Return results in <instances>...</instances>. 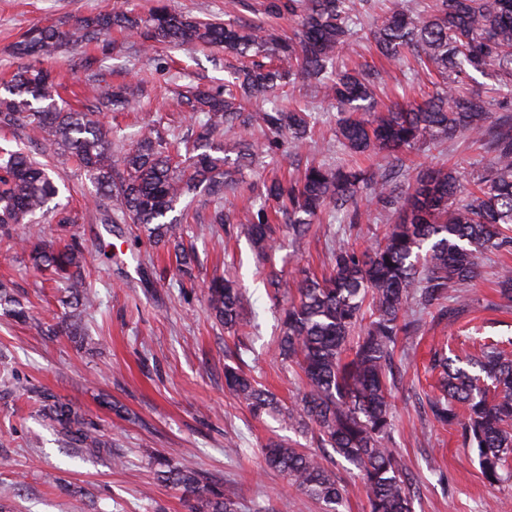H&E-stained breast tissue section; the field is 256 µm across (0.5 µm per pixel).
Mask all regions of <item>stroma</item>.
I'll return each instance as SVG.
<instances>
[{
  "label": "stroma",
  "mask_w": 512,
  "mask_h": 512,
  "mask_svg": "<svg viewBox=\"0 0 512 512\" xmlns=\"http://www.w3.org/2000/svg\"><path fill=\"white\" fill-rule=\"evenodd\" d=\"M155 0H0V79L20 66L11 46L37 22L76 19L115 8L148 14ZM114 50L99 66L112 83L150 81V100L135 109H104L112 141L128 145L148 128L161 131L195 126L176 101L188 87L224 83L216 52L157 46L142 54L136 39L112 33ZM82 54L66 49L50 62L60 82L82 98L87 86ZM279 93L307 105L317 117L311 138L297 149L302 161L335 166L342 159L333 128L336 108L302 79ZM254 156L236 174L237 189L226 191L224 206L245 214L260 203L247 186L272 179L288 168L287 151L266 153L260 132L249 134ZM53 169L57 185L70 187L78 224L91 256L87 278L97 307L86 344L65 336L36 334L29 325L0 312V512H188L182 490L158 481L161 461L196 471L201 484L235 493L239 512H320L318 504L265 467L260 450L269 441L295 436L271 419L258 420L224 389L227 354L239 350L260 385L284 403L303 387L275 352L281 306L264 284V271L240 225L209 223L205 193L181 198L178 207L194 215L186 241L196 252L188 274L168 272L166 246L151 245L135 224L95 223L87 178L72 163L34 145ZM409 175L447 165L475 180L488 155L470 140L426 146L410 155ZM338 224L320 221L302 239L280 233L272 266L290 285L307 273H322L327 243ZM512 254L484 256L483 273L466 290L472 307L456 322L422 316L420 330L400 337L395 349L392 387L393 442L413 476L414 512H505L512 485H489L475 449L464 447L459 426H443L429 409L437 375L431 351L480 355L484 345L512 341V301L494 284L502 262ZM237 280L252 321L227 333L206 309L204 293L216 276ZM0 280L35 319L52 325L62 313L63 289L34 271L27 252L0 250ZM71 403L99 426L109 447L89 455L43 422L44 394Z\"/></svg>",
  "instance_id": "stroma-1"
}]
</instances>
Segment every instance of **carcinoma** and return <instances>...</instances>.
Listing matches in <instances>:
<instances>
[{"label":"carcinoma","mask_w":512,"mask_h":512,"mask_svg":"<svg viewBox=\"0 0 512 512\" xmlns=\"http://www.w3.org/2000/svg\"><path fill=\"white\" fill-rule=\"evenodd\" d=\"M271 8L296 22L298 38H283L261 21L222 24L177 13L167 0H157L144 18L108 11L73 22L35 23L13 45L14 55L25 63L3 85L0 130L37 133L55 154L74 161L97 187L98 223L142 225L149 242L173 246L175 267L183 274L192 255L181 243L185 226L172 212L201 185L213 197L208 223H245L263 261L273 251L280 222L297 239L324 213L350 228L361 223L358 192H364L377 215L392 221L376 245L359 252L344 232L332 241L329 275L307 276L294 292L277 273L266 278L274 299L288 296L276 353L298 367L305 391L284 406L240 366L225 367L224 387L254 417L310 431L322 447L353 465L363 480L368 512H413L410 474L392 448L387 374L393 373L398 337L417 331L418 314L436 309L439 319L456 322L469 311L460 291L480 277L483 255L512 246V115L492 118L488 96L471 88L494 65L499 87L512 96V0H386L381 15L375 0H275ZM359 28L367 29L366 40L389 63L411 53L408 73L414 80H436V93L422 103L403 99L385 106L378 96L385 70L340 69L336 53ZM114 29L145 48L200 45L243 57L266 52L273 60H254L231 73L224 87L184 97V108L203 115L199 131L150 130L134 147L115 151L112 130L97 106L74 110L58 104L52 94L54 72L44 66L66 46L96 43L107 52L110 43L104 37ZM299 73L336 105V143L347 159L334 168L313 163L299 177L263 183L264 204L243 219L224 211V188L235 184L234 161L250 150L242 138L224 146V130L262 128L272 153L280 150L285 135L298 145L311 134V114L284 101L242 117L243 101L269 98ZM101 97L113 107H133L150 98L149 86L144 80L109 85ZM461 137L491 155L476 189L464 199L458 174L445 166L419 172L402 189L394 172L368 175L354 162L356 155L373 150L394 156ZM59 197L48 164L21 148L1 147L0 247L12 248L13 226L32 224L38 215L52 214L64 230L78 223ZM25 244L36 268L51 271L55 282L68 286L60 299L59 332L85 340V316L95 296L85 286L88 248L80 235L71 233L57 248L28 239ZM496 286L512 300V267L500 265ZM0 307L37 333L47 332L2 281ZM208 307L229 332L246 325L244 296L228 278L210 283ZM352 342V357L345 359ZM432 370L438 374V395L430 402L435 420L461 424L462 442L476 449L489 484L512 482V471L505 470L512 456V353L494 345L478 358L437 350ZM39 412L85 451L98 453L105 446L93 424L53 395H43ZM262 455L266 467L320 504L322 512H340L346 489L325 456L284 440L268 442ZM160 467L159 478L187 493L189 512H238L232 492L199 486L188 467L166 461Z\"/></svg>","instance_id":"carcinoma-1"}]
</instances>
